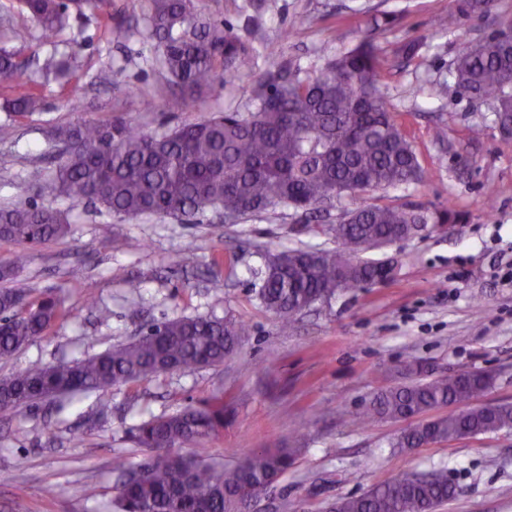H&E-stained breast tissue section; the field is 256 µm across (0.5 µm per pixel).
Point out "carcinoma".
Listing matches in <instances>:
<instances>
[{
    "label": "carcinoma",
    "mask_w": 512,
    "mask_h": 512,
    "mask_svg": "<svg viewBox=\"0 0 512 512\" xmlns=\"http://www.w3.org/2000/svg\"><path fill=\"white\" fill-rule=\"evenodd\" d=\"M51 39L72 17L91 10L109 41L121 46L133 36L113 0H18ZM495 0H457L456 12L438 17L435 28L452 31L463 18L492 15ZM141 22L158 43V62L173 89L163 107L192 111L204 96L249 77L260 52L229 23L197 22L196 0H142ZM380 60L364 39L328 60L313 77L291 63L267 71L248 87L251 108L224 109L167 130L83 122L57 128L64 162L52 173L35 167L28 180L45 203L0 207V239L38 245L70 232V219L50 202L87 200L107 212L197 219L212 208L236 223L280 207L307 217L360 189L385 190L419 184L425 170L390 111L380 87ZM41 84L70 74L64 54L45 53ZM458 91L494 104L501 135L512 136V32L496 30L460 49L451 70ZM0 81L11 95L1 108L29 118L44 108L36 82L18 76L14 53L0 44ZM466 215L433 204L362 205L345 210L324 232L337 247L267 250L257 295L284 330L304 310L340 291L383 283L391 259L360 254L408 239L429 224H462ZM30 262L22 250L0 262V359L44 336L65 313L54 293L29 298L18 274ZM248 326L232 315L181 316L146 323L135 339L82 359L58 364L35 361L0 380V408L32 406L45 398L121 389L169 372L216 366L235 353ZM486 371L437 375L378 393L356 416L362 423L394 420L456 406L406 428L391 442L401 451L423 444L512 428V405L475 401L491 385ZM224 430V398L153 416L130 429L133 442L151 451L137 463L112 461L120 475L115 512H236L237 498L254 497L277 483L302 453L297 446L270 445L234 466L208 462L205 443ZM171 448H188L171 455ZM455 496L441 471L405 472L358 497L336 500L330 512H436Z\"/></svg>",
    "instance_id": "carcinoma-1"
}]
</instances>
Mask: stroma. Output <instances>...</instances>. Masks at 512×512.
I'll use <instances>...</instances> for the list:
<instances>
[{"mask_svg": "<svg viewBox=\"0 0 512 512\" xmlns=\"http://www.w3.org/2000/svg\"><path fill=\"white\" fill-rule=\"evenodd\" d=\"M239 5L199 0L202 19L226 21L256 43L264 71L289 61L312 76L327 59L372 39L390 109L426 179L342 198L304 230L288 209L235 224L209 211L193 223L117 217L56 200L70 214L71 232L33 249L21 278L32 295L52 290L64 297L69 314L0 360V378L33 361L102 352L164 317L230 312L249 324L250 334L223 364L109 392L105 408L93 394L0 410V512H107L117 480L113 458L143 456L128 430L214 394L223 395L228 413L223 433L209 443L213 458L232 466L294 436L304 447L260 496L258 512H327L336 498L362 495L402 472L437 470L457 488L439 512H512V429L400 452L389 443L403 422L355 419L378 392L404 383L411 362L437 373L493 372L483 402L512 404V138L500 135L489 104L448 87L460 48L512 23V0H497L491 19L462 20L450 33L437 32L433 19L453 12L456 0H276L274 10L249 24ZM0 16L27 31L12 47L33 75L47 50L39 26L19 14L16 0H0ZM61 39L75 59L70 83L44 87L45 109L32 119L18 121L0 109L1 203L36 201L30 169L50 172L62 163L49 140L52 126L120 119L160 130L207 112L248 108L235 85L203 98L192 112L161 109L166 80L152 41L136 36L120 47L109 44L95 18L75 22ZM407 43L415 44L413 54L402 53ZM474 126L483 130L476 142ZM357 201L448 204L469 221L372 251V258L394 259L392 280L340 292L281 330L257 297L261 250L334 247L322 228ZM116 238L122 249H113ZM130 278L138 280L137 292L127 288ZM90 297L97 308L87 307ZM89 484L97 488L91 499L84 496Z\"/></svg>", "mask_w": 512, "mask_h": 512, "instance_id": "stroma-1", "label": "stroma"}]
</instances>
